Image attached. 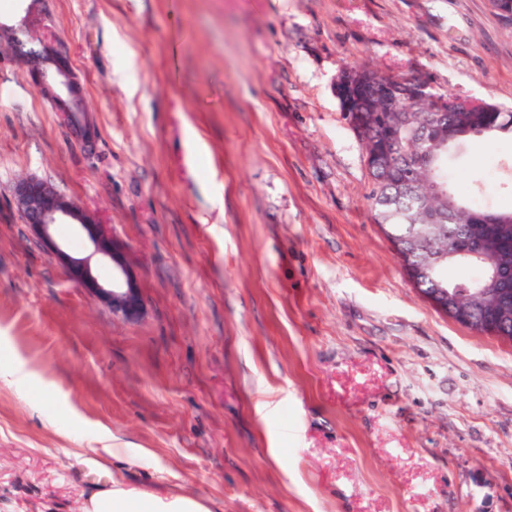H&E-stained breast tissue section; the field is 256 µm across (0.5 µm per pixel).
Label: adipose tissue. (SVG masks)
Segmentation results:
<instances>
[{
	"label": "adipose tissue",
	"instance_id": "obj_1",
	"mask_svg": "<svg viewBox=\"0 0 512 512\" xmlns=\"http://www.w3.org/2000/svg\"><path fill=\"white\" fill-rule=\"evenodd\" d=\"M81 512H207L198 501L175 496L161 498L150 493L102 488L83 499Z\"/></svg>",
	"mask_w": 512,
	"mask_h": 512
}]
</instances>
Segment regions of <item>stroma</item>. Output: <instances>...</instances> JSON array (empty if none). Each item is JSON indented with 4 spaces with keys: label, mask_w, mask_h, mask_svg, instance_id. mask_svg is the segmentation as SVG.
<instances>
[{
    "label": "stroma",
    "mask_w": 512,
    "mask_h": 512,
    "mask_svg": "<svg viewBox=\"0 0 512 512\" xmlns=\"http://www.w3.org/2000/svg\"><path fill=\"white\" fill-rule=\"evenodd\" d=\"M0 0L70 59L74 133L0 37V512L97 487L207 512H512V341L413 287L335 94L368 66L512 109L490 0ZM512 208V139L451 159ZM93 211L146 302L70 279L11 189Z\"/></svg>",
    "instance_id": "1"
}]
</instances>
